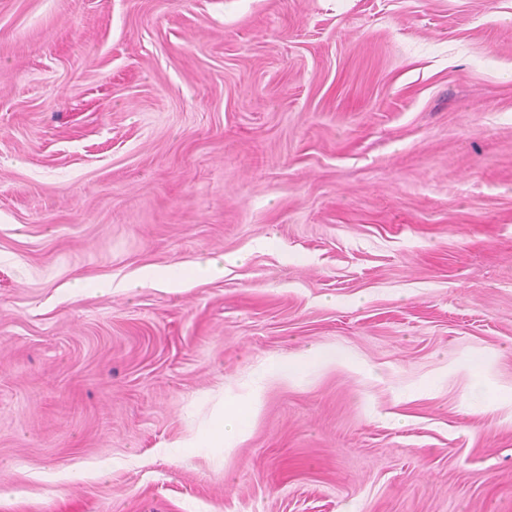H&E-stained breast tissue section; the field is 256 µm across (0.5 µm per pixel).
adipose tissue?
I'll return each instance as SVG.
<instances>
[{
	"instance_id": "adipose-tissue-1",
	"label": "adipose tissue",
	"mask_w": 512,
	"mask_h": 512,
	"mask_svg": "<svg viewBox=\"0 0 512 512\" xmlns=\"http://www.w3.org/2000/svg\"><path fill=\"white\" fill-rule=\"evenodd\" d=\"M260 405L259 397L239 399L226 397L224 410L206 431L195 433L176 445L170 446L169 454L179 455L196 448L211 452L227 453L236 448L246 437L247 421L253 418Z\"/></svg>"
}]
</instances>
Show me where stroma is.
Listing matches in <instances>:
<instances>
[{"label":"stroma","instance_id":"stroma-1","mask_svg":"<svg viewBox=\"0 0 512 512\" xmlns=\"http://www.w3.org/2000/svg\"><path fill=\"white\" fill-rule=\"evenodd\" d=\"M0 512H512V0H0ZM152 286L170 293H177L186 287V282L167 269L153 266L141 268L135 277L123 283L120 288L131 292L137 288ZM326 360L325 354L319 349H308L293 359L289 360L288 363L279 367L270 375L282 379H293L297 377L304 369H306L311 363L321 362ZM259 405L258 396L249 399L225 396L224 411L208 430L194 433L178 444L169 446L165 451L170 455L183 454L196 448L217 453L230 452L245 439L249 422L258 411Z\"/></svg>","mask_w":512,"mask_h":512}]
</instances>
